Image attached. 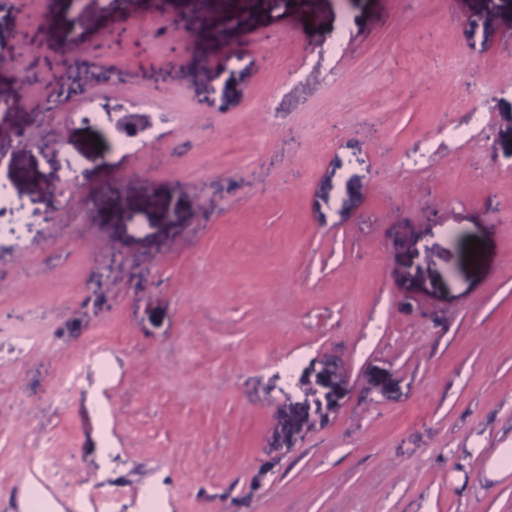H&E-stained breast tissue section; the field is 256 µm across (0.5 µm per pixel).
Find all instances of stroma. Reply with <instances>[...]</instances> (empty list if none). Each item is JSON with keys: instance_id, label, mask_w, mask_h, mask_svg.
I'll return each instance as SVG.
<instances>
[{"instance_id": "35a3bbf8", "label": "stroma", "mask_w": 512, "mask_h": 512, "mask_svg": "<svg viewBox=\"0 0 512 512\" xmlns=\"http://www.w3.org/2000/svg\"><path fill=\"white\" fill-rule=\"evenodd\" d=\"M0 49V512H512V0H26ZM146 124L147 120L145 118L136 116H126L118 123V128L122 134V137L118 140V144L124 152H139L147 140L153 136V132L150 129L139 131L143 129ZM136 131L139 132L128 135Z\"/></svg>"}]
</instances>
